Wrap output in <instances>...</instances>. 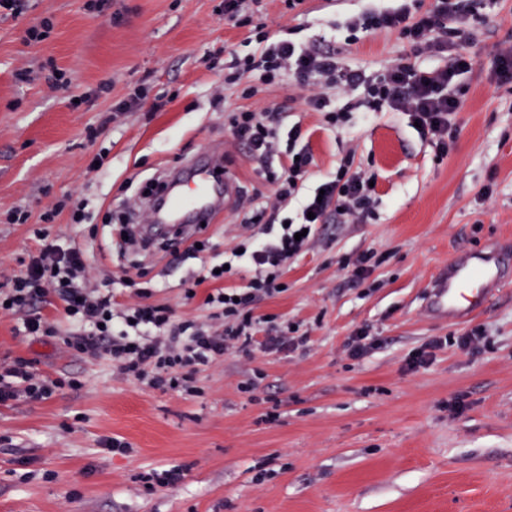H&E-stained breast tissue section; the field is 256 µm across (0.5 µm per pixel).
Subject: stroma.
<instances>
[{"instance_id": "obj_1", "label": "stroma", "mask_w": 512, "mask_h": 512, "mask_svg": "<svg viewBox=\"0 0 512 512\" xmlns=\"http://www.w3.org/2000/svg\"><path fill=\"white\" fill-rule=\"evenodd\" d=\"M28 0L20 17L0 15V290L39 242L46 207L64 195L91 201L88 269L94 280L121 275L140 259L159 283L156 301L205 323L201 299L185 301L179 283L197 259L164 252L121 254L106 215L138 204L149 183L182 161L223 152L247 195L274 187L248 149L224 127V62L257 47L250 28L225 21L224 0ZM397 0H249L270 38L330 43L344 66L370 73L408 57L393 34L348 42L344 22ZM51 24L49 37L25 42V29ZM463 41L473 70L453 150L434 149L406 115L380 112L343 132L295 106L291 121L309 129L316 165L308 187L334 176L346 154L377 175L374 219L332 223L291 261L287 292L256 315L300 324L305 349L277 355L229 354L196 375L200 395L161 391L120 373L108 356H75L61 337L16 333L0 317V363L22 357L50 378L78 380L50 398L0 404V512H512V286L500 289L470 325L439 323L424 311L432 276L458 250L512 236V85L497 84L494 56L512 43V0H497ZM71 78L48 87L50 68ZM149 96L128 112L117 106L137 85ZM165 96L163 111L153 99ZM81 99L80 109L69 106ZM108 149L102 170L89 155ZM490 199H481L484 187ZM21 209L26 223L8 215ZM387 254L370 275L374 290L352 287L344 259ZM483 327L481 352L454 346L411 373L407 355L433 336ZM369 328L376 349L351 360L346 343ZM279 418L266 422L270 401ZM129 443L125 454L100 441ZM172 464L181 483L145 490L140 472ZM268 478L255 481L258 470Z\"/></svg>"}]
</instances>
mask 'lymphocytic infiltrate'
Listing matches in <instances>:
<instances>
[{
    "label": "lymphocytic infiltrate",
    "mask_w": 512,
    "mask_h": 512,
    "mask_svg": "<svg viewBox=\"0 0 512 512\" xmlns=\"http://www.w3.org/2000/svg\"><path fill=\"white\" fill-rule=\"evenodd\" d=\"M244 3L224 0V16L236 25L252 27L262 48L259 54L232 58L225 85L240 83L246 74L258 72L259 86L243 91L244 97L250 98L258 94L260 85L292 79L306 110L322 114L325 129L334 132L349 127L359 110L400 112L417 123L418 134L434 145L438 157H447L459 133V112L466 95L458 78L474 66L472 57L455 49L471 25L474 0H435L423 11L404 2L353 17L347 24L350 41H357L362 33H395L411 46L414 55L448 56L446 64L437 66L399 58L383 72L370 75L343 66L335 46L269 41L262 24L245 15ZM338 97L344 98L343 106L335 105ZM225 123L236 140L248 145L276 192L274 202L253 197L243 208L245 236L239 247L254 270L244 287H224V280L236 273L232 267L217 272L207 266L181 284L186 295L203 284H212L204 303L212 308L213 318L221 320V330L210 331L195 319L178 316L171 306L152 302L153 291L146 285L137 287V302L126 306L114 302L111 286H133V278H108L101 286H91L83 245L74 238L60 243L46 229L65 211L72 223L85 220L86 201L69 196L45 213V226L36 232L38 247L30 252L24 271L13 278L7 295H0V314L19 317L24 335H62L64 344L78 353L109 355L126 377L159 389H179L190 396L196 393L193 376L199 367L223 359L233 349L248 351L256 335H263L261 347L269 354L304 346L308 337L299 333L296 325L271 315L255 316L254 310L260 302L279 295L289 260L304 247L296 233L314 229L338 214L367 222L375 216L376 190L369 185L370 175L355 167L350 156L334 177L308 189L315 164L307 144L310 133L301 123H289L283 106L260 112L237 108L228 111ZM294 201L300 203L305 219L296 224L279 223L281 210ZM51 292L57 295L69 324L66 332H59L41 310ZM486 343V331L480 327L454 338L435 336L408 354L406 369L427 368L437 351L451 344L477 349ZM62 385V380L43 377L32 361L18 358L0 371V403L20 397L41 401Z\"/></svg>",
    "instance_id": "lymphocytic-infiltrate-1"
}]
</instances>
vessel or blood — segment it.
Wrapping results in <instances>:
<instances>
[{"mask_svg": "<svg viewBox=\"0 0 512 512\" xmlns=\"http://www.w3.org/2000/svg\"><path fill=\"white\" fill-rule=\"evenodd\" d=\"M241 194L236 178L219 157L191 160L180 177L167 182L164 204L150 213L153 223L194 226L212 223L221 206H232ZM512 283V240L451 254L434 275L424 309L428 316L448 322L464 321L483 311L499 288Z\"/></svg>", "mask_w": 512, "mask_h": 512, "instance_id": "b4317fda", "label": "vessel or blood"}]
</instances>
